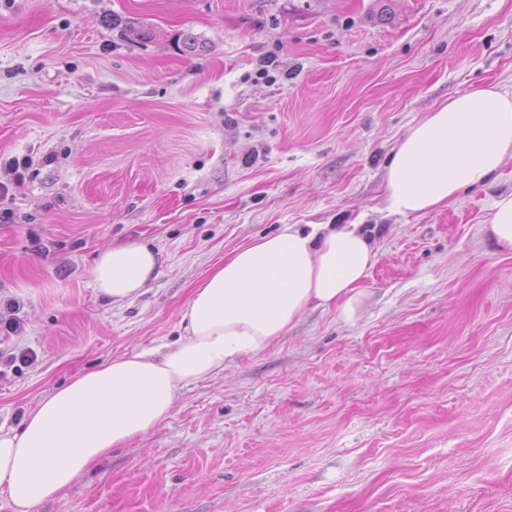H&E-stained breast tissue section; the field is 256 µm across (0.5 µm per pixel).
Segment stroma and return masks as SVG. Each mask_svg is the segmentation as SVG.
I'll use <instances>...</instances> for the list:
<instances>
[{
    "label": "stroma",
    "instance_id": "stroma-1",
    "mask_svg": "<svg viewBox=\"0 0 512 512\" xmlns=\"http://www.w3.org/2000/svg\"><path fill=\"white\" fill-rule=\"evenodd\" d=\"M493 84L512 0H0V315L23 322L1 431L176 340L196 282L281 225L361 224L376 251L356 323L309 309L33 512H512V251L484 232L512 159L441 209L385 202L398 141ZM127 241L158 273L114 302L91 268Z\"/></svg>",
    "mask_w": 512,
    "mask_h": 512
}]
</instances>
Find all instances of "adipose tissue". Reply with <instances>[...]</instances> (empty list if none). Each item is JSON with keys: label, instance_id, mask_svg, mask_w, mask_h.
<instances>
[{"label": "adipose tissue", "instance_id": "adipose-tissue-1", "mask_svg": "<svg viewBox=\"0 0 512 512\" xmlns=\"http://www.w3.org/2000/svg\"><path fill=\"white\" fill-rule=\"evenodd\" d=\"M512 156V95L487 86L456 95L413 126L386 167L388 210L426 213L497 173ZM376 259L359 224H285L236 251L199 281L180 311L184 333L165 350L124 355L44 397L17 432L0 433V487L32 512L112 449L172 413L178 391L265 350L312 307L346 323L364 306ZM157 264L148 246L103 249L91 269L112 301L137 296Z\"/></svg>", "mask_w": 512, "mask_h": 512}]
</instances>
